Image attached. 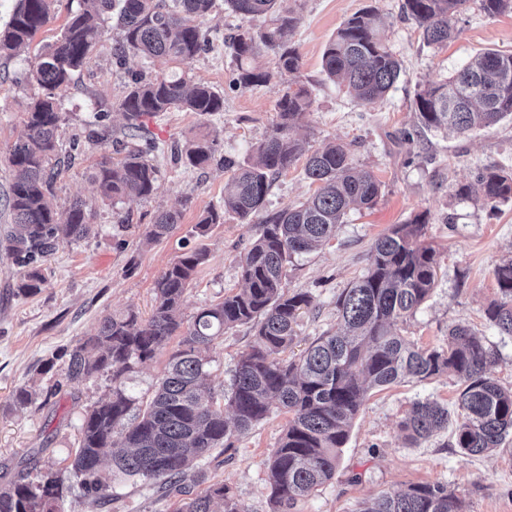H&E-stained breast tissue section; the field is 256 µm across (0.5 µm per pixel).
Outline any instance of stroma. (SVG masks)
<instances>
[{"mask_svg":"<svg viewBox=\"0 0 512 512\" xmlns=\"http://www.w3.org/2000/svg\"><path fill=\"white\" fill-rule=\"evenodd\" d=\"M401 3L285 0L299 17L292 37L301 55L299 71L290 79L275 76L276 58L266 52L257 63L273 72L270 85L234 90L229 81L235 61L224 39L241 26L259 28L263 20L235 14L224 0H214L200 21L209 47L174 71L223 93L224 109L213 114L173 109L143 117L138 143L150 148L148 158L161 172L159 188L148 199L116 204L98 194L88 173L127 140L120 103L132 77L150 79L167 68L132 55L117 65L113 53L119 30L115 16L106 15L103 38L89 63L57 92L64 112L62 151L73 154L74 161L61 167L52 186L58 209H67L76 199L85 202L96 233L77 244H61L45 265L44 284L29 296L18 295L22 270L0 249V487L21 477L35 483L51 474L65 487L59 512H174L177 500L160 483L113 477L108 461L100 472L111 481V499H95L79 487L70 471L79 427L86 410L111 393L112 377L102 373L68 381V354L85 342L105 314L132 308L149 315L158 278L188 249H205L208 260L185 295L184 320L242 288L238 260L264 217L303 202L316 189L303 174V162L276 177L262 213L250 221L228 214L203 236L195 226L206 210L222 204L230 187L225 158L240 163L250 158L278 122L279 91L291 81L311 92L312 106L297 129L307 148L331 141L347 144L354 163L377 176L382 195L373 209L351 212L320 250L288 266L289 289L313 296L288 357L299 356L316 337L336 332V300L366 271L375 239L423 213L429 220L426 240L438 255V282L431 298L399 324V331L419 347L435 348L446 345L449 326L471 328L497 355L491 377L512 388V336L500 334L484 317L485 308L498 297L494 268L512 256V203L493 208L456 194L458 186L474 183L485 166L512 169V120L466 137L413 131V100L421 87L444 79L485 50L512 53V13L492 18L471 0L454 21L453 38L434 48L424 44L415 22L403 17ZM368 6L377 9L382 36L403 66L393 88L375 105L357 102L322 71L327 42L347 17ZM79 7L80 0H54L51 21L31 45L0 58V237L11 224L3 207L13 179L9 151L23 131L28 104L39 92L27 75L38 50L60 35ZM94 130L108 132V140L92 139ZM405 130L414 137L402 145L398 139ZM204 132L217 137L209 165L187 168L174 163L173 147ZM164 209L180 211L179 224L164 238L147 241L151 224ZM253 335L251 326L241 325L214 342L211 383L216 389L227 387ZM21 387L32 394L24 407L15 400ZM458 395L459 383L448 374L371 391L339 453L334 477L300 501L295 512H359L369 496L435 482L447 485L465 512H512V439L494 455L465 456L454 446L452 429L434 432L412 446L399 428L414 402L429 399L454 414ZM288 419L283 410H274L234 435L231 448L212 449L201 463L209 481L233 488L246 512H271L263 461Z\"/></svg>","mask_w":512,"mask_h":512,"instance_id":"35a3bbf8","label":"stroma"}]
</instances>
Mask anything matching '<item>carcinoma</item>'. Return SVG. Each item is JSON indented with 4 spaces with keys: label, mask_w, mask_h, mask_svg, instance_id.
I'll use <instances>...</instances> for the list:
<instances>
[{
    "label": "carcinoma",
    "mask_w": 512,
    "mask_h": 512,
    "mask_svg": "<svg viewBox=\"0 0 512 512\" xmlns=\"http://www.w3.org/2000/svg\"><path fill=\"white\" fill-rule=\"evenodd\" d=\"M59 38L36 55L32 79L42 94L29 103L21 136L8 161L14 178L7 198L12 226L0 239L15 263L25 268L17 285L21 294L40 290L42 267L57 247L78 243L94 233L85 203L74 200L60 212L54 206L48 171L56 155L63 109L55 90L81 69L102 37L101 16L117 10L122 37L115 48L117 63L129 54L168 66L203 51L207 39L198 20L214 0H82ZM235 13L264 18L255 30L241 28L231 36L236 60L232 83L240 89L267 86L272 74L256 65L261 51L274 52L277 73L287 76L300 68V55L289 36L299 18L282 11L279 0H224ZM469 0H403L402 10L420 29L424 43L442 45L453 34L452 20ZM53 0H18L0 29V56H10L31 43L49 23ZM488 16L512 11V0H479ZM326 78L346 83L352 98L373 105L385 98L402 71V63L384 44L373 7L348 17L322 56ZM311 106L309 91L291 85L280 91L279 121L260 142L251 160L224 159L232 172L231 191L224 206L206 211L196 224L205 235L224 213L242 220L260 212L273 178L295 164L305 148L293 136L297 121ZM184 107L207 114L224 111V95L213 87L188 84L173 75L127 85L121 109L132 132L141 118ZM417 129L449 130L465 136L512 117V53L485 51L454 75L417 92ZM216 152V139L203 134L174 160L198 168ZM305 176L318 188L304 202L268 216L260 233L239 258L244 287L215 304L201 308L184 323L180 308L198 270L208 260L202 249H189L156 282L150 315L134 310L101 317L85 344L69 354L68 377L88 378L100 371L112 374V395L86 411L79 429L71 471L86 493L111 497L100 465L112 455V471L128 477L160 480L181 496L177 512H245L233 489L215 482L199 493L186 484L195 461L212 448L231 447L234 433H244L266 419L272 408L291 413L287 428L264 461L272 512H294L297 503L330 481L340 448L372 388L406 380L425 381L444 372L459 384L455 447L464 455H482L499 448L512 434V389L489 375L494 354L467 326L448 328L444 347L424 349L403 336L395 325L414 315L436 287L437 253L425 242L427 216L417 214L393 225L371 249L370 266L345 288L336 301L342 330L318 337L299 359L284 353L294 340L295 326L312 296L288 289L285 264L327 242L336 225L353 210L370 209L381 195L372 170L354 163L350 150L329 144L307 156ZM101 197L109 200L149 198L157 191L160 171L141 149L118 159H104L90 172ZM477 185L483 203L496 207L512 201V169L483 168ZM180 219L177 211L156 217L148 239L165 237ZM499 297L485 309L486 321L512 336V258L494 270ZM250 324L255 339L235 365L230 384L218 392L208 383L211 346L224 332ZM181 336L169 355L153 396L145 406L116 384L136 363H145ZM448 408L417 401L401 422L405 438L416 443L448 427ZM64 486L45 476L37 484L20 479L0 489V512H58ZM359 512H463L462 503L439 483L413 484L404 490L381 492L364 501Z\"/></svg>",
    "instance_id": "obj_1"
}]
</instances>
